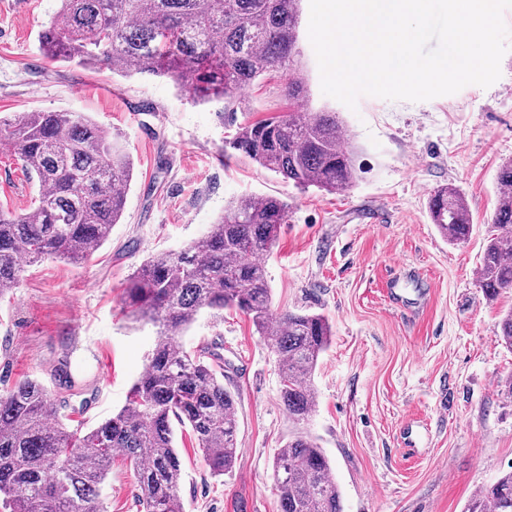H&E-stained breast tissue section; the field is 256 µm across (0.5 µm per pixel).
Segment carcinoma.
<instances>
[{"mask_svg":"<svg viewBox=\"0 0 512 512\" xmlns=\"http://www.w3.org/2000/svg\"><path fill=\"white\" fill-rule=\"evenodd\" d=\"M302 2L61 0L41 30L40 50L52 62L164 77L195 103L227 107L243 88L279 73L287 110L238 127L228 145L298 187L336 192L358 179L357 148L336 112L310 108ZM0 140L15 147L38 183L27 211L0 210L1 298L16 287L26 263L91 259L120 223L134 165L118 136L81 112H17L0 118ZM497 183L501 192L478 274L490 295L512 290V160L500 167ZM287 213L288 202L279 197L237 198L203 236L139 268L127 299L132 317L153 323L157 338L145 373L112 418L87 432L71 430L63 404L33 379L0 395L6 512H107L102 490L116 457L136 469L140 512H184L175 422L190 429L213 476L231 472L236 400L224 387V359L211 344L193 351L180 345L201 310L226 308L247 315L277 356L280 399L295 427L273 461L281 512H343L330 459L307 430L316 405L311 376L332 327L320 314L274 311L259 261ZM429 215L453 244L471 234L468 202L452 185L433 191ZM496 337L512 351V309ZM466 512H512V470L476 490Z\"/></svg>","mask_w":512,"mask_h":512,"instance_id":"1","label":"carcinoma"}]
</instances>
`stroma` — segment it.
<instances>
[{"label": "stroma", "instance_id": "obj_1", "mask_svg": "<svg viewBox=\"0 0 512 512\" xmlns=\"http://www.w3.org/2000/svg\"><path fill=\"white\" fill-rule=\"evenodd\" d=\"M59 0H0V117L82 112L118 134L134 163L119 224L92 260L26 264L0 298V394L36 378L91 429L116 414L146 370L155 333L135 322L124 291L152 256L183 249L243 195L288 203L263 255L272 307L323 314L333 336L312 376L308 429L329 457L344 512H464L481 486L512 470V351L495 332L512 291L477 285L497 172L512 160V50L483 88L428 101L364 95L356 109L323 95L302 39L315 105L338 112L362 172L348 191L302 189L227 149L236 127L280 112L281 78L243 89L238 105L195 104L166 79L49 62L37 39ZM451 184L473 217L463 244L441 237L428 201ZM37 189L11 147L0 149V209L27 210ZM401 275L404 304L387 282ZM220 346L224 385L237 401L238 458L213 476L189 429L175 428L185 512H279L273 457L293 430L280 400L277 358L251 320L199 313L185 349ZM66 366L74 388L60 386ZM108 512H139L136 471L115 459Z\"/></svg>", "mask_w": 512, "mask_h": 512}]
</instances>
